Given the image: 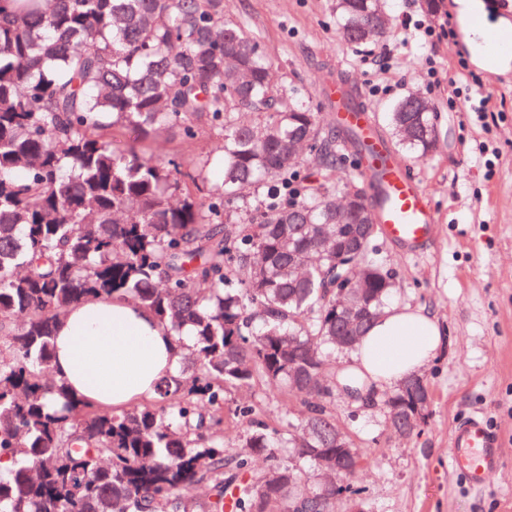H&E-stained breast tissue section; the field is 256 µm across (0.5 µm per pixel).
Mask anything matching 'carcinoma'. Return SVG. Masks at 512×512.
Instances as JSON below:
<instances>
[{
    "mask_svg": "<svg viewBox=\"0 0 512 512\" xmlns=\"http://www.w3.org/2000/svg\"><path fill=\"white\" fill-rule=\"evenodd\" d=\"M14 2L0 9V512H224L230 489L236 512H336L361 495L356 459L336 471L331 407L348 383L324 380L347 332L337 273L347 253L366 271L346 297L363 308L359 336L393 278L372 258L361 176L304 181L293 142L328 174L360 143L275 82L223 0ZM336 18L354 44L389 29L379 0H336ZM199 125L221 137L218 181L208 157L183 179L147 155L157 129L191 141ZM390 125L432 152L429 104L399 100ZM124 129L140 147L117 144ZM114 296L177 336L182 372L120 410L43 375L69 308ZM278 385L302 397L298 418L237 406L251 452L226 454L228 393Z\"/></svg>",
    "mask_w": 512,
    "mask_h": 512,
    "instance_id": "1",
    "label": "carcinoma"
}]
</instances>
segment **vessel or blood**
<instances>
[{
    "label": "vessel or blood",
    "instance_id": "obj_1",
    "mask_svg": "<svg viewBox=\"0 0 512 512\" xmlns=\"http://www.w3.org/2000/svg\"><path fill=\"white\" fill-rule=\"evenodd\" d=\"M485 30V57L512 54V27ZM319 95L332 105L338 126L352 131L365 146L359 171L372 200L375 222L391 243L409 252L419 250L429 241L437 216L412 166L391 150L362 95H350L348 85L341 81L323 86ZM500 452L499 433L481 416L470 417L451 433V466L474 487H483L487 475L499 466Z\"/></svg>",
    "mask_w": 512,
    "mask_h": 512
}]
</instances>
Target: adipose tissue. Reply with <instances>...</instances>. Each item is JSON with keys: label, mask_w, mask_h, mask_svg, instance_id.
<instances>
[{"label": "adipose tissue", "mask_w": 512, "mask_h": 512, "mask_svg": "<svg viewBox=\"0 0 512 512\" xmlns=\"http://www.w3.org/2000/svg\"><path fill=\"white\" fill-rule=\"evenodd\" d=\"M176 340L125 300H88L59 322L52 368L74 398L120 409L180 378ZM443 343L444 330L429 311L392 305L361 337L351 367L373 387L393 386L428 364Z\"/></svg>", "instance_id": "1"}]
</instances>
